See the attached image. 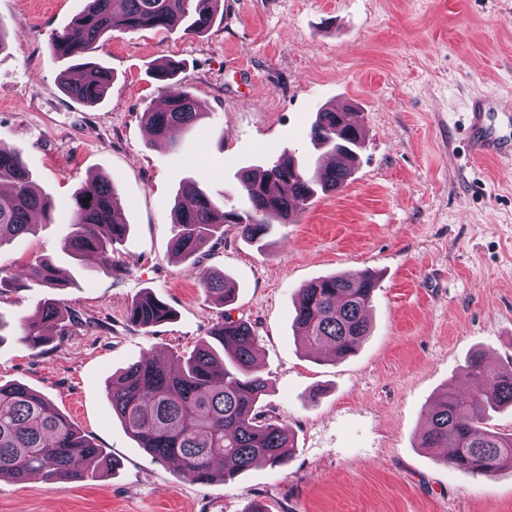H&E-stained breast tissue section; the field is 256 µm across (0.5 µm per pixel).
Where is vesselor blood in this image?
Returning <instances> with one entry per match:
<instances>
[{"label": "vessel or blood", "instance_id": "vessel-or-blood-1", "mask_svg": "<svg viewBox=\"0 0 512 512\" xmlns=\"http://www.w3.org/2000/svg\"><path fill=\"white\" fill-rule=\"evenodd\" d=\"M468 146L472 155L512 163V111L488 94L474 100L469 117Z\"/></svg>", "mask_w": 512, "mask_h": 512}]
</instances>
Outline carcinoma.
I'll return each mask as SVG.
<instances>
[{
  "mask_svg": "<svg viewBox=\"0 0 512 512\" xmlns=\"http://www.w3.org/2000/svg\"><path fill=\"white\" fill-rule=\"evenodd\" d=\"M220 0H84L70 27L56 35L51 51L75 59L94 48L113 28L129 31L184 27L188 33L206 30ZM80 75L67 70L61 86L82 104L103 100L112 85V71L86 63ZM208 113L185 88L170 91L166 107L142 113L144 124L158 139L175 128L200 124ZM355 112L322 108L309 130L323 154L344 163L327 166L321 159L300 161L291 154L273 158L264 166L245 171L239 178L244 208L226 209L215 202L199 181L181 188L173 220L172 252L183 260L196 258L224 225L232 224L251 241H263L274 223L287 224L316 194L346 187L352 174L349 163L357 158L364 135ZM70 230L62 240L64 251L75 257L95 255L105 274L117 271L113 246L122 241L128 224L119 215L109 179L103 178L71 198ZM53 200L39 192L19 153L0 144V245L34 228L31 215L40 212L51 221ZM208 296L228 303L233 289L224 276L199 271ZM34 279L58 286L55 266L40 260L23 272L0 269V294L25 287ZM378 278L371 272L353 277L330 276L299 289L294 317L297 339L309 352L330 349L334 357L355 353L370 330L369 313ZM169 306L153 295L132 302L129 321L153 327L171 318ZM65 315L46 300L20 323L19 339L32 350L50 342L47 327L65 336ZM224 348L216 356L203 342L180 368L174 370L154 359L135 363L112 377L108 400L112 412L139 446L157 462L173 460L177 476L192 481L235 480L264 460L272 467L286 465L294 439L273 420L262 405L268 381L256 359L258 338L252 326L226 316L209 332ZM467 372L474 391L459 395L443 391L429 406V423L418 436L419 447L449 449L447 463L477 475L491 476L512 464V434L486 427L489 413L512 407V370L498 365L488 351L474 355ZM102 453L48 398L20 382L0 384V479L23 482L38 474L48 484L81 479L96 471Z\"/></svg>",
  "mask_w": 512,
  "mask_h": 512,
  "instance_id": "cac0c4a2",
  "label": "carcinoma"
}]
</instances>
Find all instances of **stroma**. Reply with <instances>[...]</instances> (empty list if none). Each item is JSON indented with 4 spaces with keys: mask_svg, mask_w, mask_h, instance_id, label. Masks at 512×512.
Wrapping results in <instances>:
<instances>
[{
    "mask_svg": "<svg viewBox=\"0 0 512 512\" xmlns=\"http://www.w3.org/2000/svg\"><path fill=\"white\" fill-rule=\"evenodd\" d=\"M82 5L0 0V143L57 206L53 223L0 246V267L48 257L63 278L0 294V382L46 395L118 466L83 481L1 479L0 512H512V469L476 476L416 445L444 387L469 390L473 353L512 366V166L466 152L471 98L512 101V0H221L199 35L108 32L93 56L112 87L94 106L62 91L69 62L50 50ZM166 60L209 114L173 147L141 119L162 100L153 70ZM338 102L364 129L343 191L317 194L264 243L228 225L197 262L173 257L185 181L241 207V172L284 152L317 158L310 125ZM99 176L129 226L114 275L61 249L70 198ZM201 268L227 278L232 301L206 298ZM365 271L379 279L369 336L342 360L308 353L292 326L299 288ZM146 292L171 308L166 323L128 322ZM47 298L78 320L32 350L19 321ZM226 314L254 327L264 402L295 448L280 468L192 482L139 447L107 389L149 355L185 361Z\"/></svg>",
    "mask_w": 512,
    "mask_h": 512,
    "instance_id": "1",
    "label": "stroma"
}]
</instances>
